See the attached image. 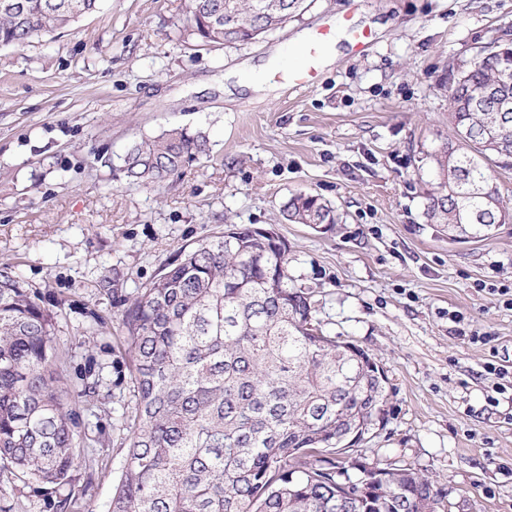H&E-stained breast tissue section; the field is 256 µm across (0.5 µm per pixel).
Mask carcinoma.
<instances>
[{
    "label": "carcinoma",
    "mask_w": 512,
    "mask_h": 512,
    "mask_svg": "<svg viewBox=\"0 0 512 512\" xmlns=\"http://www.w3.org/2000/svg\"><path fill=\"white\" fill-rule=\"evenodd\" d=\"M0 0V46H22L68 26L99 0H23L17 15ZM191 28L208 43H245L282 27L304 0H184ZM463 68L451 88L452 134L421 151L434 175L424 217L448 238L488 239L512 223L489 165L512 159V42ZM501 149L463 158L456 134ZM207 136L184 128L133 144L120 158L128 181H164L205 153ZM292 224H334L320 198L292 195ZM164 269L123 313L137 397L129 446L108 512H438L428 477L409 468H367L336 457V433L384 423L386 380L368 354L313 323L310 293L292 285L288 244L252 226L226 224ZM50 314L0 268V461L28 480L67 484L78 441L63 401ZM356 474H351V471Z\"/></svg>",
    "instance_id": "1"
}]
</instances>
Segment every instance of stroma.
Returning a JSON list of instances; mask_svg holds the SVG:
<instances>
[{"mask_svg": "<svg viewBox=\"0 0 512 512\" xmlns=\"http://www.w3.org/2000/svg\"><path fill=\"white\" fill-rule=\"evenodd\" d=\"M352 8L361 26L380 23L372 45L339 43L318 82L290 86L287 54ZM507 33L512 0H306L274 33L224 45L191 34L184 0H99L69 27L0 46V267L49 312L65 384L97 385L69 404L71 482L20 479L0 462V512H56L66 496L67 512H108L136 404L126 301L228 223L274 228L314 323L382 367L387 422L356 447L359 463L424 473L445 512H512V395L496 392L512 373L484 369L512 356L500 294L512 289V223L449 242L425 221L417 168L451 131L458 70ZM177 127L209 137L178 174L146 186L104 166ZM298 192L339 222H285Z\"/></svg>", "mask_w": 512, "mask_h": 512, "instance_id": "1", "label": "stroma"}]
</instances>
